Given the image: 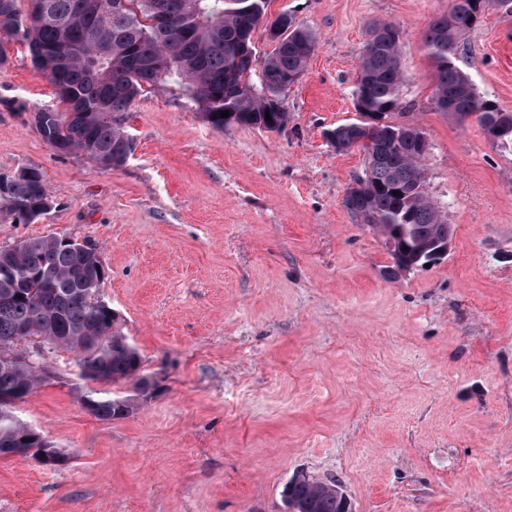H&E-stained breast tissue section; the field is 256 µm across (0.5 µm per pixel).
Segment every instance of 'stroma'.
I'll return each instance as SVG.
<instances>
[{
	"label": "stroma",
	"mask_w": 512,
	"mask_h": 512,
	"mask_svg": "<svg viewBox=\"0 0 512 512\" xmlns=\"http://www.w3.org/2000/svg\"><path fill=\"white\" fill-rule=\"evenodd\" d=\"M451 0H268L317 49L279 130L214 128L186 85L125 116L127 162L58 155L31 115L58 105L26 47L0 66V175L38 168L51 209L0 212V246L68 235L109 270L101 293L154 382L129 416L80 401L68 351L14 412L67 465L0 458V512H284L300 474L338 482L349 512H512V144L437 111L423 48ZM402 31V109L422 129L427 194L448 254L390 276L382 235L346 209L364 155L324 133L354 121L367 28ZM512 112V13L486 11L459 62Z\"/></svg>",
	"instance_id": "1"
}]
</instances>
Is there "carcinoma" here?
<instances>
[{
	"mask_svg": "<svg viewBox=\"0 0 512 512\" xmlns=\"http://www.w3.org/2000/svg\"><path fill=\"white\" fill-rule=\"evenodd\" d=\"M104 0H0V37L27 44L33 66L53 84L65 111L35 110L34 126L60 153L82 151L106 168L122 166L131 153L124 116L146 86L163 79L187 84L207 121L222 129L220 112L229 110L241 123L263 120L266 130L288 121L283 99L300 78L317 42L296 25L271 52L259 54L242 46L245 32L267 21V0H126V5L101 12ZM503 0H453L448 15L425 34L424 47L436 73L435 105L464 117L481 112L493 123L501 110L483 98L459 66L463 38L485 12ZM172 11L176 22L163 30L155 14ZM357 95L367 112L382 118L402 107L401 31L391 22H376L360 59ZM236 82L243 88L226 92ZM270 119H265V114ZM337 151L357 149L366 165L360 188L351 191L347 208L384 236L399 231L409 253L435 240L448 239L453 229L423 189L424 154L415 126L354 122L333 128ZM49 198L41 171L0 183V203L18 219L34 222ZM104 280L96 253L79 254L59 237L27 240L19 251H0V346H18L36 338L73 354L82 380L101 383L132 381L138 393L149 387L140 374L141 358L113 325L93 297ZM42 379L32 369L0 371V458L15 454L12 444L30 427L13 411ZM83 406L100 420L120 419L135 409L132 399L108 396L93 387ZM334 481L306 476L285 487L287 512H347Z\"/></svg>",
	"mask_w": 512,
	"mask_h": 512,
	"instance_id": "cac0c4a2",
	"label": "carcinoma"
}]
</instances>
